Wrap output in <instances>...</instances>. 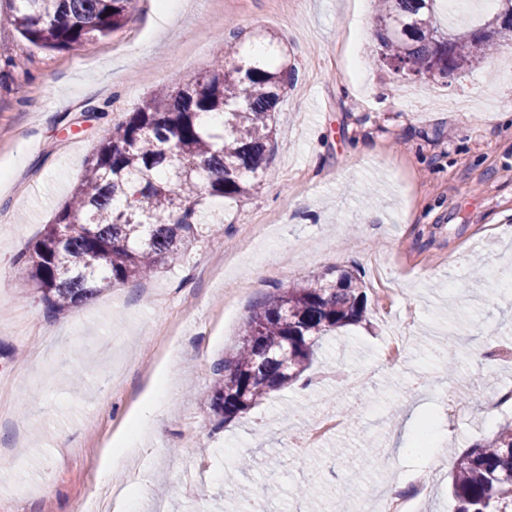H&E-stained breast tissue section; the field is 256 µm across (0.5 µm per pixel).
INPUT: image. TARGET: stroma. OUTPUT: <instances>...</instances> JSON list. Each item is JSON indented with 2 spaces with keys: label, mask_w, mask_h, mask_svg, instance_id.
<instances>
[{
  "label": "stroma",
  "mask_w": 512,
  "mask_h": 512,
  "mask_svg": "<svg viewBox=\"0 0 512 512\" xmlns=\"http://www.w3.org/2000/svg\"><path fill=\"white\" fill-rule=\"evenodd\" d=\"M375 4L354 0H138L126 25L68 51L0 29V512H362L392 472L427 473L419 512H452L456 458L512 421L487 394L512 387V57L436 83L374 62ZM266 31L295 79L274 115L257 193L146 281L49 314L20 252L84 173L104 131L157 89L208 69L224 40ZM488 265L494 276L473 279ZM356 270L367 318L321 340L296 386L219 424L202 392L252 308L314 272ZM411 342L385 360L395 330ZM454 356L447 372L441 358ZM169 379L138 452L98 478L100 458ZM469 412L448 416V403ZM335 415L343 427L305 438ZM254 503L235 504L240 455ZM147 479L123 502L114 488Z\"/></svg>",
  "instance_id": "stroma-1"
}]
</instances>
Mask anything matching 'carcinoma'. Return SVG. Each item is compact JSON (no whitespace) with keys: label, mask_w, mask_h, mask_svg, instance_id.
<instances>
[{"label":"carcinoma","mask_w":512,"mask_h":512,"mask_svg":"<svg viewBox=\"0 0 512 512\" xmlns=\"http://www.w3.org/2000/svg\"><path fill=\"white\" fill-rule=\"evenodd\" d=\"M0 15L32 45L85 47L121 29L137 0H9ZM479 34L463 17L443 27V0H380L378 60L419 79H445L512 50V23L495 0ZM271 44L224 43V56L175 91L160 89L107 130L86 159L81 180L21 255L50 313L77 307L107 288L154 274L182 256L221 219L213 199L257 192L272 150L270 123L295 69L275 64ZM224 114V127L202 123ZM368 296L350 271L318 272L260 303L233 353L214 366L207 394L221 423L297 381L327 333L365 320ZM455 512H512V422L457 458L451 478Z\"/></svg>","instance_id":"obj_1"}]
</instances>
